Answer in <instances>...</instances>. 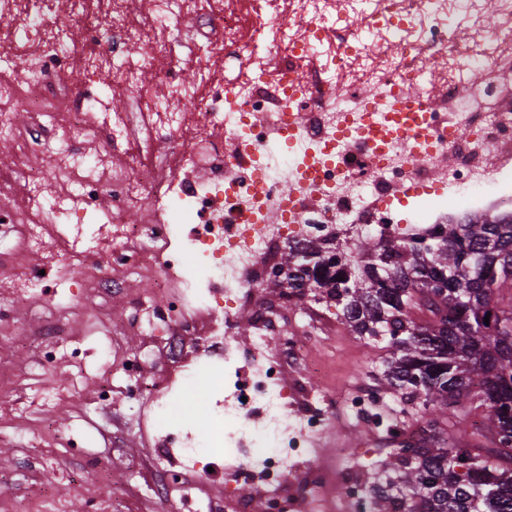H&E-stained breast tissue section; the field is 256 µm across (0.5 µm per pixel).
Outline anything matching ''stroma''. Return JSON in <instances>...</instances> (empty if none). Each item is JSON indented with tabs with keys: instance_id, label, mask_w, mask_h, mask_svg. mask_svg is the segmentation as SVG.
<instances>
[{
	"instance_id": "stroma-1",
	"label": "stroma",
	"mask_w": 512,
	"mask_h": 512,
	"mask_svg": "<svg viewBox=\"0 0 512 512\" xmlns=\"http://www.w3.org/2000/svg\"><path fill=\"white\" fill-rule=\"evenodd\" d=\"M95 276L71 272L48 283L42 299L18 294L14 278L0 275V308L13 317L10 344L0 353V498L21 499L35 483L61 488L64 498L47 501L45 512H243L260 499L259 479L242 483L236 497L224 494V451H202L209 472L196 476L191 502L180 503L177 490L165 487L154 466L155 442L143 424L151 415L139 387L165 388L177 369L179 353H191L198 339L175 327L137 328L135 313L156 316L164 298L138 304L116 298L121 281L108 250L91 259ZM288 335L301 339L305 360L287 365L288 384H306L322 396L326 422L315 437L318 455L288 463V495L294 512H309L305 488L312 468L340 464L366 483L383 473L394 455L384 430L350 405L362 388L377 385L382 350L368 337L350 332L335 307L313 295L282 302ZM78 338L86 377L72 385L75 372L69 340ZM137 360L129 372V360ZM224 395L218 373L203 369L182 382L169 397L166 419L184 424L199 442L215 430L213 405ZM380 418L399 426H425L429 415L406 395L381 393ZM59 448L57 464L41 465L46 444Z\"/></svg>"
}]
</instances>
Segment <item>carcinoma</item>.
Returning a JSON list of instances; mask_svg holds the SVG:
<instances>
[{"mask_svg": "<svg viewBox=\"0 0 512 512\" xmlns=\"http://www.w3.org/2000/svg\"><path fill=\"white\" fill-rule=\"evenodd\" d=\"M329 254L334 267L322 263ZM281 266L294 275L274 287L324 294L351 332L385 341L381 385L434 414L414 456L395 457L374 486L372 512H512V445L497 442L512 430V215L439 224L417 239L369 234L290 245ZM438 276L448 288L434 293L427 283ZM474 401L486 419L469 443L448 441L435 423L450 410L467 415Z\"/></svg>", "mask_w": 512, "mask_h": 512, "instance_id": "1", "label": "carcinoma"}]
</instances>
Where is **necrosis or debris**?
<instances>
[{
  "label": "necrosis or debris",
  "instance_id": "4bbe7bcc",
  "mask_svg": "<svg viewBox=\"0 0 512 512\" xmlns=\"http://www.w3.org/2000/svg\"><path fill=\"white\" fill-rule=\"evenodd\" d=\"M0 0V22L21 26L24 41L7 40L0 50L22 55L34 78L26 87L0 82V131L11 134L19 164L0 173V201L53 184L36 209L11 207L0 213V235L12 236L20 262L18 277L30 286L40 267L58 278L79 267L88 254L108 248L127 277L150 275L146 294L173 290L168 316L185 324L193 311H223L224 330L207 337L194 357L224 367V442L232 450L225 488L235 492L255 467L269 476L258 512H290L288 459L312 452L325 413L310 407L288 422V386L283 364L295 358V342L270 357L264 352L275 333L277 300L255 308L256 332L248 346L233 334V311L250 305L282 249L335 235L364 233L417 237L435 224L463 222L496 211L512 214V181L499 177L502 147L512 144V0H498L494 23L484 19L479 0H370L361 26L349 20V0ZM466 11L471 26L459 35L449 20ZM199 14L208 30L200 64L207 93L183 85L176 69L166 73L172 92L156 94L152 79L138 72L120 48L148 43L152 56L169 54L175 19ZM112 26V40L95 48L69 42L74 26ZM65 56L82 65L88 82L100 69L108 88L54 102L43 96L48 61ZM485 73L470 85L473 65ZM137 83L148 123L131 136L125 116L109 113L110 91ZM393 96H415L437 109L419 113L428 135L396 148L402 119L393 112H361L364 87ZM299 111L303 123L289 125ZM463 125L465 138L436 133L439 122ZM62 127L65 144L49 169L26 159L46 126ZM113 138H133L123 171L104 173L76 143L97 129ZM355 129L337 141L339 129ZM209 132L223 147H193L162 165L154 153L169 134ZM444 183L448 192L421 199L410 224L395 223L384 199L412 183ZM112 188V210L93 231L83 220L102 185ZM162 206L145 224L125 213L144 193ZM53 224L58 258L38 260L45 224ZM190 225L179 235L178 225ZM256 365L243 377L242 362Z\"/></svg>",
  "mask_w": 512,
  "mask_h": 512
}]
</instances>
